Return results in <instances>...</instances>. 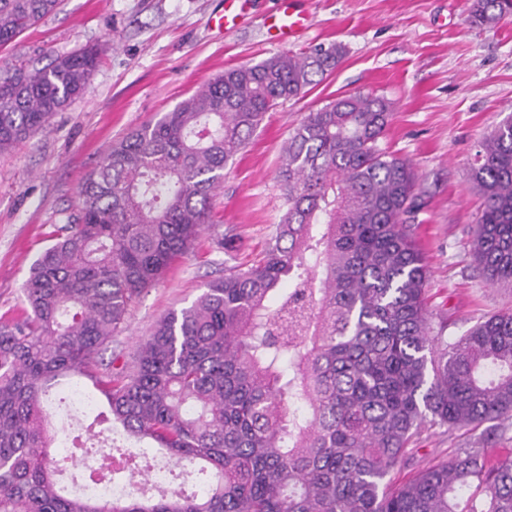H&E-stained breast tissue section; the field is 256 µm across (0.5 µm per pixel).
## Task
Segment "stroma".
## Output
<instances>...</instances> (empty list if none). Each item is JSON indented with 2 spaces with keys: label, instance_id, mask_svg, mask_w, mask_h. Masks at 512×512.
I'll list each match as a JSON object with an SVG mask.
<instances>
[{
  "label": "stroma",
  "instance_id": "35a3bbf8",
  "mask_svg": "<svg viewBox=\"0 0 512 512\" xmlns=\"http://www.w3.org/2000/svg\"><path fill=\"white\" fill-rule=\"evenodd\" d=\"M277 0H251L244 22L227 32L213 20L224 0H61L55 13L0 47V68L49 59L87 45L102 49L86 94L57 112L46 130L0 154V318L22 308L23 288L39 254L67 223L87 176L113 142L156 120L225 69L280 53L266 19ZM310 29L289 50L342 44L345 54L323 81L267 113L224 172L206 226L187 256L131 308L118 336L99 356L121 367L140 340L173 310L189 306L225 269L249 264L286 210L278 179L292 129L336 96L371 91L394 111L381 141L408 158L422 202L415 236L429 268L427 308L463 335L482 317L512 309V292L490 285L470 251L483 199L470 172L483 138L512 113V15L475 24L469 0H303ZM97 401L83 412L55 409L59 447L95 432V445L130 442L97 422ZM484 427L422 436L390 478L401 483L446 453L480 442Z\"/></svg>",
  "mask_w": 512,
  "mask_h": 512
}]
</instances>
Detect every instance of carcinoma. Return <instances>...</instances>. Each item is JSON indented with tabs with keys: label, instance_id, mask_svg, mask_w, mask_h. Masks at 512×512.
<instances>
[{
	"label": "carcinoma",
	"instance_id": "cac0c4a2",
	"mask_svg": "<svg viewBox=\"0 0 512 512\" xmlns=\"http://www.w3.org/2000/svg\"><path fill=\"white\" fill-rule=\"evenodd\" d=\"M59 0H0V46ZM512 0H472L476 24ZM339 44L224 70L112 145L76 213L34 262L17 318L0 322V512H512V451L457 448L394 485L429 428L512 426V311L444 336L425 304L413 236L416 174L381 146L387 99L358 91L293 129L279 179L287 210L260 257L225 270L161 318L133 361L99 354L130 309L186 254L224 169L267 113L332 71ZM100 60L84 46L41 68L0 72V154L82 97ZM483 205L471 251L512 288V113L471 168ZM284 280L292 288L267 302ZM92 383L136 444L211 475L202 497L69 493L56 475L45 398L57 380Z\"/></svg>",
	"mask_w": 512,
	"mask_h": 512
}]
</instances>
